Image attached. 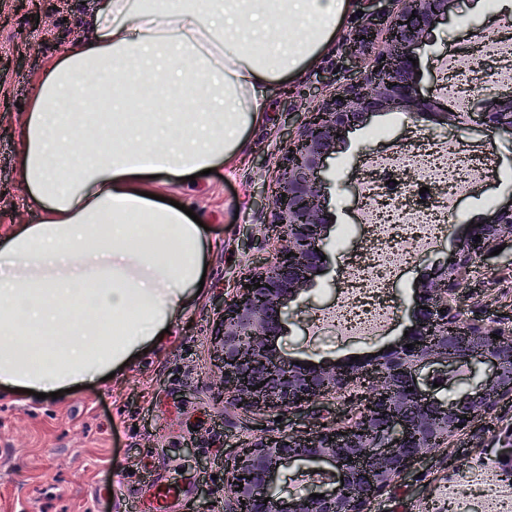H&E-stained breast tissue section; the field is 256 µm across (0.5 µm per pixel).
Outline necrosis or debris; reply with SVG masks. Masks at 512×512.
<instances>
[{"mask_svg":"<svg viewBox=\"0 0 512 512\" xmlns=\"http://www.w3.org/2000/svg\"><path fill=\"white\" fill-rule=\"evenodd\" d=\"M494 170L485 144L458 138L419 137L366 153L359 177L366 241L327 322L349 337L388 327L398 312L391 282L413 261L416 246L445 234L453 198Z\"/></svg>","mask_w":512,"mask_h":512,"instance_id":"1","label":"necrosis or debris"}]
</instances>
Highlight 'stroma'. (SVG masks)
<instances>
[{
    "instance_id": "35a3bbf8",
    "label": "stroma",
    "mask_w": 512,
    "mask_h": 512,
    "mask_svg": "<svg viewBox=\"0 0 512 512\" xmlns=\"http://www.w3.org/2000/svg\"><path fill=\"white\" fill-rule=\"evenodd\" d=\"M479 0H462L446 23L418 52L427 87H434L438 63L456 46L485 34L506 35L512 6L478 9ZM102 0H63L60 7L30 24L15 0H0V226L40 223L43 210L18 178L20 128L44 68L60 59L90 32V18ZM368 0H352L339 31L316 60L288 81V94L275 96L269 115L243 136L235 164L216 167L195 185L160 186L161 197L192 209L208 228L205 286L168 336L130 364L122 378L81 385L58 398L17 395L0 387V512H151L150 490L172 484L177 496L168 512H225L223 460L243 441L276 433L275 414L224 405L214 394L210 343L220 327L219 303L228 297L243 268L265 261L272 245L256 233L269 212L259 203L271 172L252 164L256 152L277 154L284 111L321 76L345 80L351 64L342 44L370 11ZM454 126L425 125L404 112H385L354 130L331 161L336 178L327 189L335 225L331 232L329 274L298 302L280 345L293 357L336 361L354 352L374 351L404 330L397 316L386 332L369 339H346L330 328L317 329L323 312L342 288L343 275L364 237V204L357 177L365 153L386 150L414 134L445 138ZM496 159L494 174L456 202L458 222L437 248L420 251L392 285L396 299L411 294L416 282L444 261L469 222L486 217L512 195V138H486ZM463 306L472 316L512 317V241L488 257L469 276ZM512 428V405L488 415L450 447L429 454L407 479L374 502L372 512H423L426 500L445 504L449 483H461L482 466L494 467Z\"/></svg>"
}]
</instances>
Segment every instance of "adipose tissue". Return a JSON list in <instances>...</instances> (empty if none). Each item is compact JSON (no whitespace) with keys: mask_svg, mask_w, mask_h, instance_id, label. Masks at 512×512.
<instances>
[{"mask_svg":"<svg viewBox=\"0 0 512 512\" xmlns=\"http://www.w3.org/2000/svg\"><path fill=\"white\" fill-rule=\"evenodd\" d=\"M348 8L103 0L92 36L44 69L21 128L18 176L44 218L0 232L1 386L103 378L173 326L197 295L208 235L152 199L155 182L228 161ZM85 96L111 111H84Z\"/></svg>","mask_w":512,"mask_h":512,"instance_id":"ef3b65f1","label":"adipose tissue"}]
</instances>
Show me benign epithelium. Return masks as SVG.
<instances>
[{
  "label": "benign epithelium",
  "instance_id": "obj_1",
  "mask_svg": "<svg viewBox=\"0 0 512 512\" xmlns=\"http://www.w3.org/2000/svg\"><path fill=\"white\" fill-rule=\"evenodd\" d=\"M391 2L390 11L368 14L349 34L345 53L358 61L352 77L326 93L314 88L316 103L287 129L268 196L270 220L259 228L262 239L275 243L273 254L241 273L236 295L223 301L226 320L212 343L217 395L226 404L288 415L338 398L353 414L241 444L225 466L228 512H368L419 459L449 447L454 437L512 402V319L470 317L461 306L467 273L512 238V197L493 208L482 226L467 225L448 259L416 284L406 307L408 336L383 353L297 365L278 345L287 333L288 304L329 270L321 257L328 255L334 220L324 186L328 159L346 134L394 111L436 125L465 129L473 123L490 136L512 130V93L473 94L466 111H449L423 90L419 67L409 61L460 0ZM254 280L261 287L246 288ZM429 367L450 379L462 368L471 374L478 368L483 378L447 402L422 376ZM294 463H314L332 477L323 498L283 496L278 471Z\"/></svg>",
  "mask_w": 512,
  "mask_h": 512
}]
</instances>
